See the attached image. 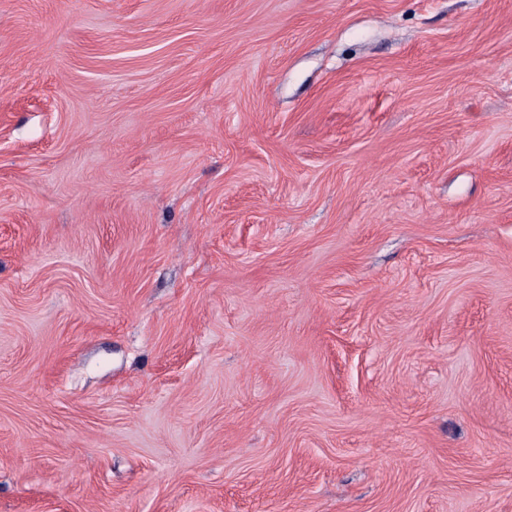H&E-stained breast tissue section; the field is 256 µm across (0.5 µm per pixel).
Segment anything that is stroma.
Instances as JSON below:
<instances>
[{
  "label": "stroma",
  "instance_id": "obj_1",
  "mask_svg": "<svg viewBox=\"0 0 512 512\" xmlns=\"http://www.w3.org/2000/svg\"><path fill=\"white\" fill-rule=\"evenodd\" d=\"M0 512H512V0H0Z\"/></svg>",
  "mask_w": 512,
  "mask_h": 512
}]
</instances>
